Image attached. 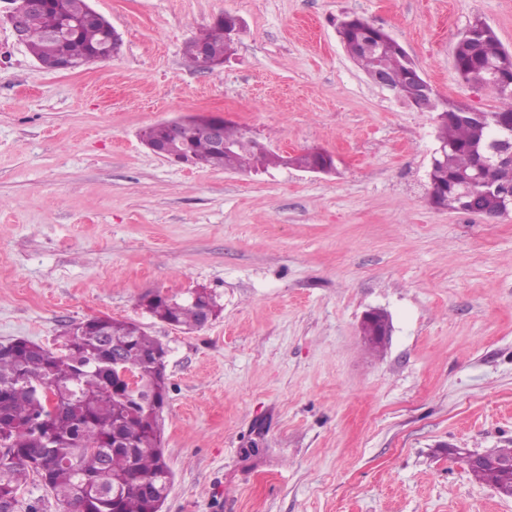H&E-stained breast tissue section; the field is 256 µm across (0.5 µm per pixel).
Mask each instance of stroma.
<instances>
[{
    "mask_svg": "<svg viewBox=\"0 0 512 512\" xmlns=\"http://www.w3.org/2000/svg\"><path fill=\"white\" fill-rule=\"evenodd\" d=\"M90 4L122 47L68 73L16 41L0 0V342L53 348L109 315L167 345L162 512H512L448 453L512 448V214L429 202L432 113L372 82L335 25L384 29L440 99L490 112L453 51L477 19L512 51V0ZM226 12L245 22L230 62L189 64ZM199 112L335 170L195 169L142 144ZM199 288L222 308L202 329L142 307ZM370 310L391 323L378 349Z\"/></svg>",
    "mask_w": 512,
    "mask_h": 512,
    "instance_id": "1",
    "label": "stroma"
}]
</instances>
